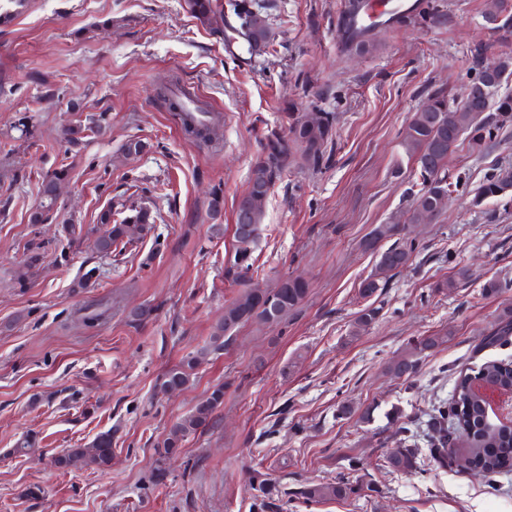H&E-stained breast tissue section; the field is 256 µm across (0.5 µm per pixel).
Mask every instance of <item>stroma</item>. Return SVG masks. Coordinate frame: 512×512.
<instances>
[{
  "instance_id": "1",
  "label": "stroma",
  "mask_w": 512,
  "mask_h": 512,
  "mask_svg": "<svg viewBox=\"0 0 512 512\" xmlns=\"http://www.w3.org/2000/svg\"><path fill=\"white\" fill-rule=\"evenodd\" d=\"M345 0H259L268 45L248 54L189 12L184 0H0L14 15L0 29V512H258L255 484L288 494V512H512V475L488 481L429 452L427 424L450 397L457 371L512 359V344L478 349L512 309V290L491 296V279L512 280V203L471 200L485 176L512 163V143L450 156L464 185L439 220L408 228L423 246L376 297L379 317L352 335L364 302L358 286L376 254L362 243L406 209L420 180L400 146L416 106L437 88L456 90L479 62L512 54V0L493 29L484 0H434L435 14L380 30L377 50L342 51ZM192 87L220 113L217 145L187 135L155 89ZM57 96H48V89ZM106 113L104 134L63 154L62 129ZM292 112H332L334 142L316 168H287L267 199L254 255L257 282L286 274L309 293L278 325L241 326L211 353L189 386L161 392L162 374L209 343L212 326L238 294L224 278L234 245L235 207L264 138L288 129ZM31 134L22 136L19 122ZM131 139L147 150L125 156ZM69 176L45 224H31L45 174ZM224 186L212 213L210 190ZM145 207L152 237L101 257L92 238L71 244L64 223L93 228L100 210ZM45 245L30 288L13 275L30 238ZM67 252L69 261L57 263ZM100 266L88 288L75 282ZM469 277L452 292L438 281L457 267ZM106 307L87 324L89 306ZM152 307L145 321L129 311ZM445 342L422 355L410 378L386 374L409 341ZM224 402L158 463L164 435L215 387ZM371 419H362L366 407ZM112 434L104 470L56 469L53 458ZM39 444L15 447L27 433ZM417 449L399 471L386 456ZM347 478L344 500L315 501L304 488ZM41 485L38 498L25 494Z\"/></svg>"
}]
</instances>
